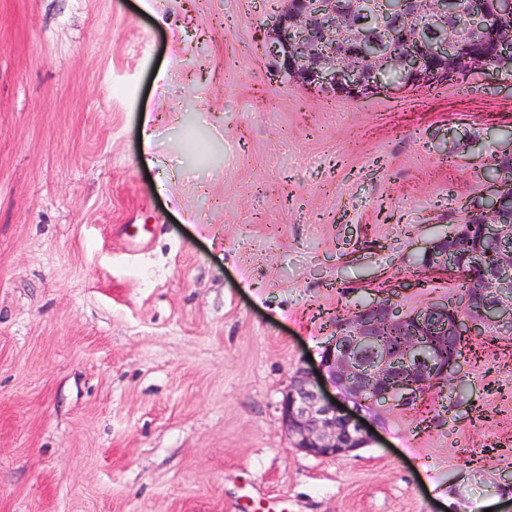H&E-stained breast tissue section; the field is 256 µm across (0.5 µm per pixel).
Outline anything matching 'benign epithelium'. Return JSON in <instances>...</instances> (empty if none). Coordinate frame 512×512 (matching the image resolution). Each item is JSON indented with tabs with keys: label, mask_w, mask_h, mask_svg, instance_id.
<instances>
[{
	"label": "benign epithelium",
	"mask_w": 512,
	"mask_h": 512,
	"mask_svg": "<svg viewBox=\"0 0 512 512\" xmlns=\"http://www.w3.org/2000/svg\"><path fill=\"white\" fill-rule=\"evenodd\" d=\"M384 17L405 23L419 52L387 48L371 55L361 69L354 57L373 43L361 22L336 14V0H286L272 24L268 53L279 72L333 92L364 96L381 86L383 72L394 69L403 83L448 81L467 60L454 56L453 41L426 36V28H448V18L462 12L461 0H376ZM492 18L512 23V0H492ZM511 165L498 168L492 198L475 210L482 214L479 238L461 254L455 241L470 235L463 223L429 243L421 256L429 269L462 274L478 269L469 281L476 314L430 303L404 312L389 298H379L342 319L321 353L319 371L296 368L280 402L281 418L295 447L319 458L346 456L371 442L370 425L378 410L410 409L448 380L459 365L448 357V341L494 328L512 334V151L500 155ZM496 248L494 262L484 261L483 245ZM396 328L401 346L389 348L383 333ZM422 336L433 337L425 353Z\"/></svg>",
	"instance_id": "obj_1"
}]
</instances>
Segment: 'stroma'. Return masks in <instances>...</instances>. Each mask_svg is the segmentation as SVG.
<instances>
[{"label": "stroma", "mask_w": 512, "mask_h": 512, "mask_svg": "<svg viewBox=\"0 0 512 512\" xmlns=\"http://www.w3.org/2000/svg\"><path fill=\"white\" fill-rule=\"evenodd\" d=\"M284 5L0 0V512H512V335L347 456L280 414L336 317L457 297L512 77L321 91Z\"/></svg>", "instance_id": "stroma-1"}]
</instances>
